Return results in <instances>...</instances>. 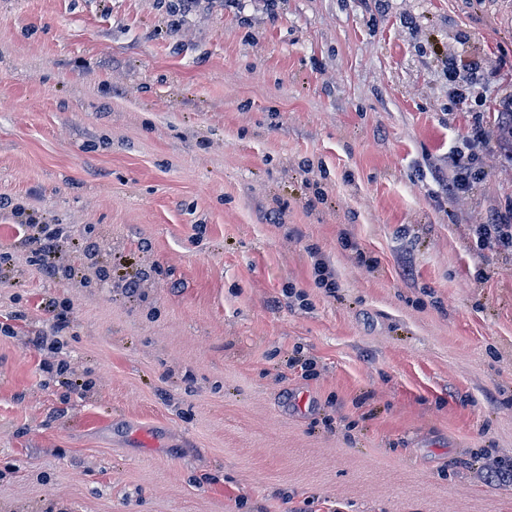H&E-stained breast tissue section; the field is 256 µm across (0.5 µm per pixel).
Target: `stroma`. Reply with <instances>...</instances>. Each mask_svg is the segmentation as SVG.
Listing matches in <instances>:
<instances>
[{
  "label": "stroma",
  "instance_id": "stroma-1",
  "mask_svg": "<svg viewBox=\"0 0 512 512\" xmlns=\"http://www.w3.org/2000/svg\"><path fill=\"white\" fill-rule=\"evenodd\" d=\"M459 58L512 84V0H0V512H512ZM483 120L482 116L471 131L462 136V146H454L448 153L453 168L444 188L448 200L466 198L485 177V170L479 163L487 156L492 136L483 126ZM27 241L36 243L35 249L40 256L41 270L50 277H55L59 268L55 256L63 239V228L56 224H48L43 215L35 212L27 213L21 220Z\"/></svg>",
  "mask_w": 512,
  "mask_h": 512
}]
</instances>
